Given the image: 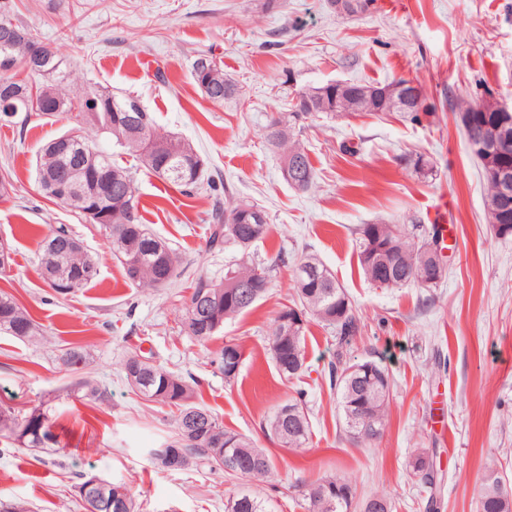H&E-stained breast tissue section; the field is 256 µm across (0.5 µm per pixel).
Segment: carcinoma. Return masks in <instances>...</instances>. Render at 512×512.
<instances>
[{
  "label": "carcinoma",
  "instance_id": "carcinoma-1",
  "mask_svg": "<svg viewBox=\"0 0 512 512\" xmlns=\"http://www.w3.org/2000/svg\"><path fill=\"white\" fill-rule=\"evenodd\" d=\"M23 32L32 42L42 43L29 26L16 21L12 9L0 0V101L15 104L12 113L0 112V121L11 122L24 112L44 115L76 114L77 122L108 135L126 154L137 161L127 167L112 161V156L95 148L87 135L68 141L63 136L48 141L36 161L39 184L46 178H68L74 195L83 202L76 209L90 224L97 223L95 209L110 210L108 223L99 225L119 258L125 281L136 288H164L181 276V259L168 242L143 224L136 195V172L145 168L186 197L205 180V163L194 146L171 133L160 131L141 101L132 95L116 97L108 90L72 87L73 80L64 62L56 54L39 58L30 69L40 82L18 75L20 66H28L30 44L14 39ZM193 78L211 102L221 104L237 94L236 85L224 76V68L212 57L200 54L193 62ZM343 101L304 111L288 108L269 116L262 138L280 160V171L293 167L300 181L299 191L314 184V168L299 139L303 123L312 111L341 116ZM209 249L235 253V260L224 265L220 276H200L192 283L193 293L184 308L183 325L190 338L199 344L208 342L224 326V321L239 315L262 299L271 288L275 265L257 261L252 247L264 241L271 225L266 211L243 199L225 196L209 216ZM500 237L512 236V198L504 217L493 225ZM359 264L373 283L386 288L422 287L428 253L437 245L438 236L424 235L417 224H361ZM71 230L60 226L40 244L43 278L52 285L57 280L75 282L77 292L99 275L97 263L86 248L73 250ZM296 300L283 306L268 335V350L279 376L287 381L302 376L305 365V332L314 319L336 333L338 345L349 344L360 333V323L345 288L333 272L317 257L307 255L295 264ZM20 340L36 341L43 336L41 325L14 297L0 291V333ZM62 365L80 372L86 364L81 345L70 344L61 356ZM242 363V351L226 344L214 352L210 365L228 383L235 380ZM128 383L144 398L162 406L176 408L175 436L162 443L161 451L191 459V465L206 464L224 469L229 477L265 480L273 465L267 449L258 447L249 437L224 427L209 410L192 399L198 380L154 364L134 350L124 361ZM331 376L339 394V407L346 434L363 447L373 445L387 424L391 381L385 369L375 361L351 362L336 355ZM83 397L91 402L105 400L99 385L85 380L77 383ZM55 421L34 408L20 413L0 406V436L19 441L29 448H45L57 443ZM265 433L285 448H305L311 436L309 408L305 392L279 406L266 420ZM227 447V455L212 454L215 445ZM412 474L422 485H434V460L427 452L412 460ZM306 512H393L392 502L376 493H360L356 484L341 475L320 477L300 486ZM479 512H512V487L506 486L493 468L480 483ZM224 512H268L259 496L241 491L228 497Z\"/></svg>",
  "mask_w": 512,
  "mask_h": 512
}]
</instances>
